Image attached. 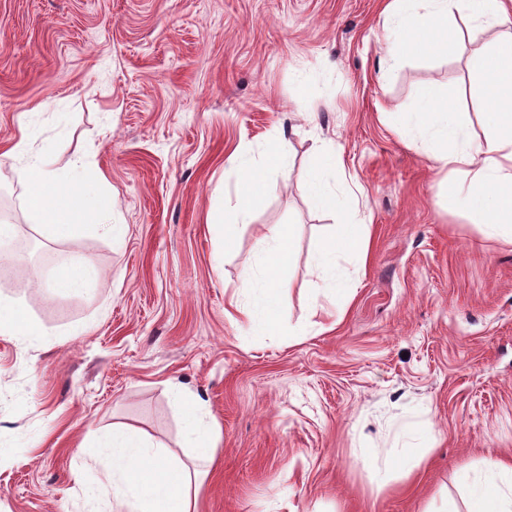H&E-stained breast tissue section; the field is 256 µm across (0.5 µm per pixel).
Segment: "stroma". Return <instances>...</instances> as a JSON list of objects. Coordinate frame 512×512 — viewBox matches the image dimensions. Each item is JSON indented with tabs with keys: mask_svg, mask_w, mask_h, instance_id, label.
Segmentation results:
<instances>
[{
	"mask_svg": "<svg viewBox=\"0 0 512 512\" xmlns=\"http://www.w3.org/2000/svg\"><path fill=\"white\" fill-rule=\"evenodd\" d=\"M383 0H0V147L20 125L56 166L103 174L121 244L45 238L22 163L0 155V214L34 242L0 296L50 338L0 339V512H110L105 458L88 442L124 423L189 460L176 390L216 431L199 512H446L458 477L512 459V246L485 237L419 140L387 113L443 86L474 137L486 129L467 51L487 27L457 22L462 51L387 57ZM284 141L289 178L262 170L250 223L225 245L247 154ZM339 149L331 189L355 192L365 258L314 265L334 219L303 193L314 153ZM268 224L295 244L282 327L252 328L250 273ZM91 259L87 293L46 288Z\"/></svg>",
	"mask_w": 512,
	"mask_h": 512,
	"instance_id": "1",
	"label": "stroma"
}]
</instances>
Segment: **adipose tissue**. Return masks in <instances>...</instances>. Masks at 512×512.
Instances as JSON below:
<instances>
[{
    "mask_svg": "<svg viewBox=\"0 0 512 512\" xmlns=\"http://www.w3.org/2000/svg\"><path fill=\"white\" fill-rule=\"evenodd\" d=\"M452 11L466 21L496 28L491 46L473 51L466 61L487 105L483 114L485 139L470 138L463 116L434 83L421 88L412 111L390 113L389 119L396 128L415 130L434 169L453 180L449 207H463L487 237L512 245V10L505 0H389L384 15L396 37L389 54L397 56L398 42L407 36L417 38L429 52L454 53L459 38L448 30ZM29 138V131H22L9 153L23 162L27 208L45 236L63 240L96 229L120 240L124 227L107 220L112 198L102 180L87 178L85 166L78 160L72 162L68 174H61L49 154L28 152ZM340 165L338 151H320L305 185L313 205L336 218L316 245L317 264L328 273L335 270L341 249L362 256L368 244L365 225L350 218L351 197L329 187L330 178L339 175ZM238 167L242 180L233 218L222 226L228 238L236 224L248 223L263 187L253 166L242 160ZM292 242L293 230L287 224L267 227L260 239L261 284L246 316L261 329H268L278 317V294L284 286L281 270L290 259ZM98 275V268L87 259L63 265L54 272L50 288L60 295L80 294ZM0 338L33 345L44 343L45 333L29 319L21 304L0 297ZM176 398L184 409L186 443L193 450L191 463L170 458L165 449L131 428H113L97 440V447L109 451L105 480L112 489L115 512H196L198 466L213 456V430L191 393L180 390ZM460 485L467 512H512V462L497 461L478 471L464 470Z\"/></svg>",
    "mask_w": 512,
    "mask_h": 512,
    "instance_id": "adipose-tissue-1",
    "label": "adipose tissue"
}]
</instances>
